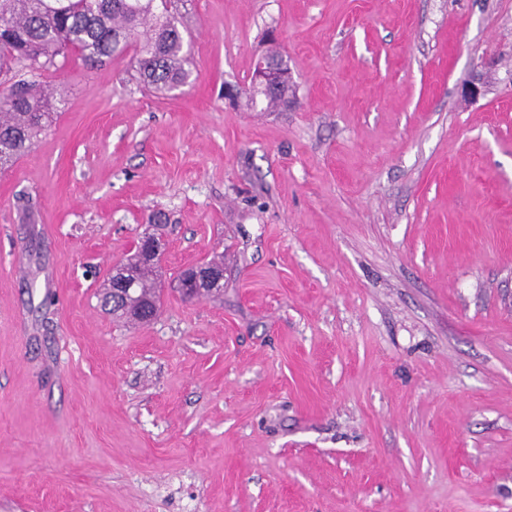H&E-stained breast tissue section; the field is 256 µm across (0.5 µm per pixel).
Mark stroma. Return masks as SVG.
I'll return each mask as SVG.
<instances>
[{
	"label": "stroma",
	"mask_w": 512,
	"mask_h": 512,
	"mask_svg": "<svg viewBox=\"0 0 512 512\" xmlns=\"http://www.w3.org/2000/svg\"><path fill=\"white\" fill-rule=\"evenodd\" d=\"M174 8L185 86L58 66L0 181V512H512V0ZM272 46L294 104L227 99ZM163 240L154 233L146 232L138 241L136 246V257L143 264L134 262L130 265V276L127 287H130L134 298L129 306L114 303L113 294L110 292L113 278L124 283V276L127 274V263L123 262L112 267V279L110 278L107 287H103L99 295L101 309L112 319L133 324H148L158 315L159 294L156 288L157 268L145 263H155L161 255ZM102 288V289H103ZM187 270L186 275L179 282V288L181 292L186 294L189 298L198 297L194 292L197 289H199L201 293H204V288H214L220 282V277L216 272L204 270L197 266L188 268Z\"/></svg>",
	"instance_id": "stroma-1"
}]
</instances>
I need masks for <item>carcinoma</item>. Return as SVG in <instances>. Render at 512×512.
Returning a JSON list of instances; mask_svg holds the SVG:
<instances>
[{
  "label": "carcinoma",
  "instance_id": "1",
  "mask_svg": "<svg viewBox=\"0 0 512 512\" xmlns=\"http://www.w3.org/2000/svg\"><path fill=\"white\" fill-rule=\"evenodd\" d=\"M173 0H0V162L28 153L51 125L55 90L40 84L57 58L90 67L132 54L138 80L165 96L185 83L187 53ZM129 305L99 295L113 319L148 324L158 315L157 267H129Z\"/></svg>",
  "mask_w": 512,
  "mask_h": 512
}]
</instances>
